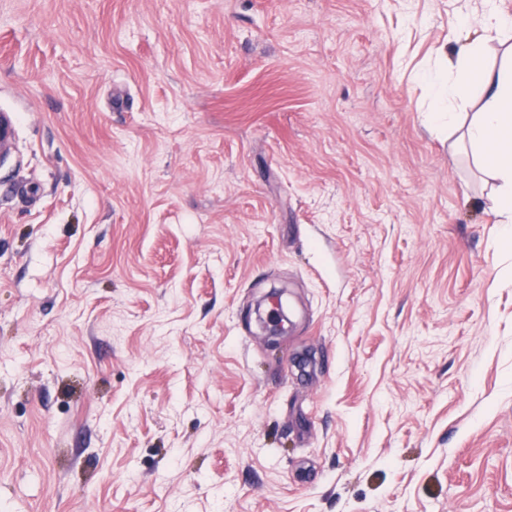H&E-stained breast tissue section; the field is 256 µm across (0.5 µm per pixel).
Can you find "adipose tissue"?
Here are the masks:
<instances>
[{"mask_svg": "<svg viewBox=\"0 0 512 512\" xmlns=\"http://www.w3.org/2000/svg\"><path fill=\"white\" fill-rule=\"evenodd\" d=\"M512 29L497 0H484L476 36L454 37V61L428 74L434 103L433 119L442 128H463L462 138L472 148L479 168L495 182L494 205L501 223L512 224V47L500 62H490L486 51L502 42ZM479 96L481 107L461 117L458 102Z\"/></svg>", "mask_w": 512, "mask_h": 512, "instance_id": "ef3b65f1", "label": "adipose tissue"}]
</instances>
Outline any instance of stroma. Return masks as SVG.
<instances>
[{"mask_svg":"<svg viewBox=\"0 0 512 512\" xmlns=\"http://www.w3.org/2000/svg\"><path fill=\"white\" fill-rule=\"evenodd\" d=\"M481 7L0 0V512H512V244L417 79Z\"/></svg>","mask_w":512,"mask_h":512,"instance_id":"1","label":"stroma"}]
</instances>
